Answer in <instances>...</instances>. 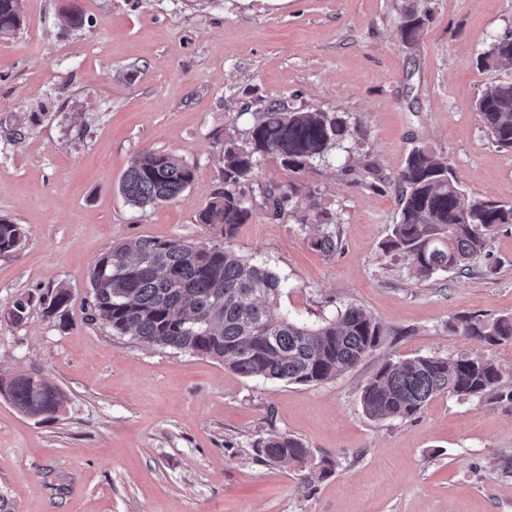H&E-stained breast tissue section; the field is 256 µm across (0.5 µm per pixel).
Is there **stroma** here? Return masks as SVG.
<instances>
[{
  "label": "stroma",
  "instance_id": "1",
  "mask_svg": "<svg viewBox=\"0 0 512 512\" xmlns=\"http://www.w3.org/2000/svg\"><path fill=\"white\" fill-rule=\"evenodd\" d=\"M77 6L86 24L60 25ZM427 7L419 40L398 37L405 8ZM0 38V217L25 238L0 257V377L38 373L67 402L56 418L0 395V512H512V403L442 394L406 421L361 406L387 361L482 357L512 391V342L448 327L512 315V224L491 242L497 271L416 276L383 254L399 219L395 179L424 146L470 194L512 204V149L486 136L476 104L512 65L480 51L512 34V0H20ZM272 100L347 116L344 148L298 173L262 157L254 214L228 247L287 286L281 308L311 325L349 307L386 333L357 366L312 386L243 377L218 361L113 335L90 321L89 272L113 243L223 241L198 215L224 187V142ZM169 152L195 168L173 201L129 206L133 157ZM295 189L278 220L266 189ZM332 215L339 244L311 241ZM71 301L47 316L57 288ZM31 300L21 323L9 312ZM290 435L333 473L257 460Z\"/></svg>",
  "mask_w": 512,
  "mask_h": 512
}]
</instances>
